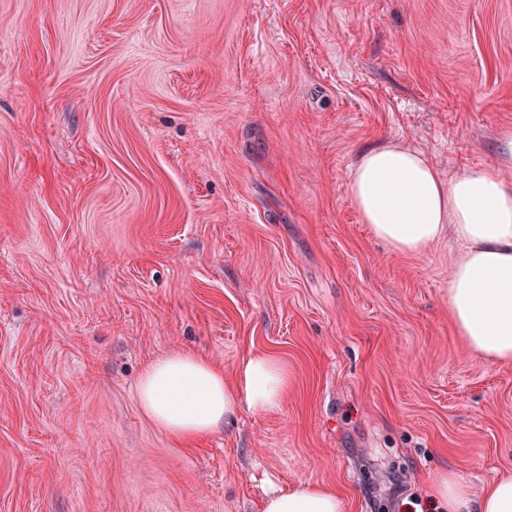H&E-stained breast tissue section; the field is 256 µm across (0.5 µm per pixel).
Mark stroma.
Masks as SVG:
<instances>
[{
  "label": "stroma",
  "instance_id": "35a3bbf8",
  "mask_svg": "<svg viewBox=\"0 0 512 512\" xmlns=\"http://www.w3.org/2000/svg\"><path fill=\"white\" fill-rule=\"evenodd\" d=\"M509 133L512 0H0V512H445L440 477L512 473L457 244L392 253L349 196L383 141L512 178ZM183 349L288 395L184 445L136 392ZM335 491L319 483H302L267 495L263 512H345Z\"/></svg>",
  "mask_w": 512,
  "mask_h": 512
}]
</instances>
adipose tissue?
I'll use <instances>...</instances> for the list:
<instances>
[{
    "label": "adipose tissue",
    "mask_w": 512,
    "mask_h": 512,
    "mask_svg": "<svg viewBox=\"0 0 512 512\" xmlns=\"http://www.w3.org/2000/svg\"><path fill=\"white\" fill-rule=\"evenodd\" d=\"M349 192L362 223L393 253L422 254L447 235L460 243L448 276L449 316L475 355L512 364V181L493 168L445 181L423 153L386 141L356 156ZM136 390L155 425L189 441L221 431L241 406L278 409L288 369L252 351L228 383L208 358L180 350L150 363ZM435 491L448 512H512V475L485 483L476 498L452 475ZM263 512H345V504L326 486L302 483L268 494Z\"/></svg>",
    "instance_id": "ef3b65f1"
}]
</instances>
